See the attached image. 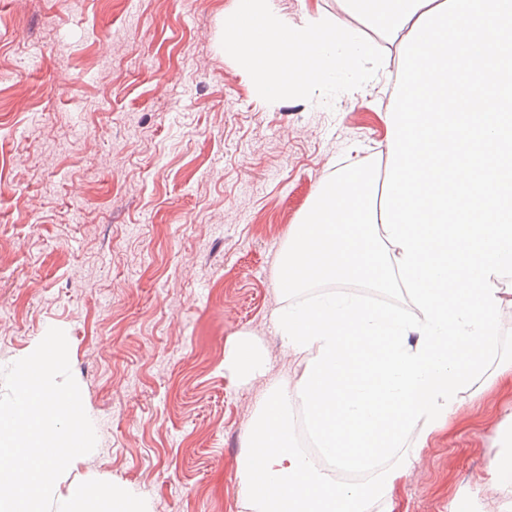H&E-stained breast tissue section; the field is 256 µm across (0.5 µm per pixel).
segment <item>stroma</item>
<instances>
[{
    "instance_id": "obj_1",
    "label": "stroma",
    "mask_w": 512,
    "mask_h": 512,
    "mask_svg": "<svg viewBox=\"0 0 512 512\" xmlns=\"http://www.w3.org/2000/svg\"><path fill=\"white\" fill-rule=\"evenodd\" d=\"M236 0H0V368L50 328L97 445L54 496L108 481L147 512H239L256 399L303 367L275 330L278 257L324 181L387 158L399 42L362 88L269 103L221 44ZM266 376L224 368L238 335ZM512 408L485 373L371 512H512Z\"/></svg>"
}]
</instances>
